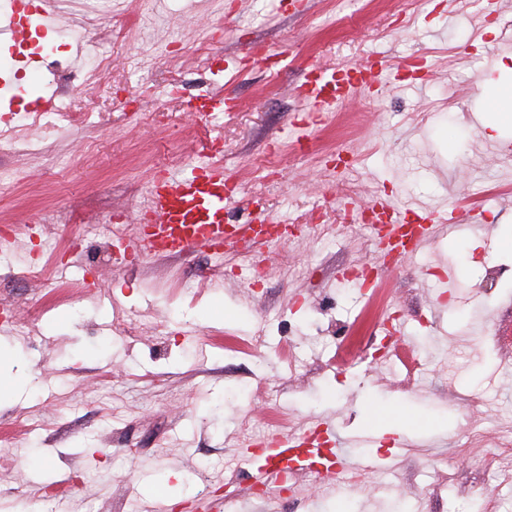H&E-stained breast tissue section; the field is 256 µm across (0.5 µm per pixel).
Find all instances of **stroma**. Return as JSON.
Here are the masks:
<instances>
[{
  "instance_id": "obj_1",
  "label": "stroma",
  "mask_w": 512,
  "mask_h": 512,
  "mask_svg": "<svg viewBox=\"0 0 512 512\" xmlns=\"http://www.w3.org/2000/svg\"><path fill=\"white\" fill-rule=\"evenodd\" d=\"M57 0L41 46L68 56L44 71L56 104L90 116L50 140L31 100L0 103L20 144L0 156V512H245L253 485L235 457L246 440L328 423L347 439V491L298 473L257 512H512V462L486 451L512 435V351L488 346L497 308L484 269L512 271V121L489 129L493 87L512 83L500 29L512 0ZM94 15L106 76L87 82L57 40ZM269 60L252 61L251 44ZM393 62L379 82L316 124L294 86L317 64ZM437 79L425 82L423 68ZM234 107L190 118L191 96ZM162 112L158 123L142 113ZM213 140L245 200L303 226L278 247L263 288L233 276L244 260L206 248L114 261L151 181L205 162ZM276 151V174L255 167ZM478 208L391 263L376 288L342 277L373 263L376 239L351 221L381 196ZM321 222L308 228L312 211ZM34 275L23 276L26 267ZM123 314L128 343L112 329ZM388 336L387 356L342 344Z\"/></svg>"
}]
</instances>
